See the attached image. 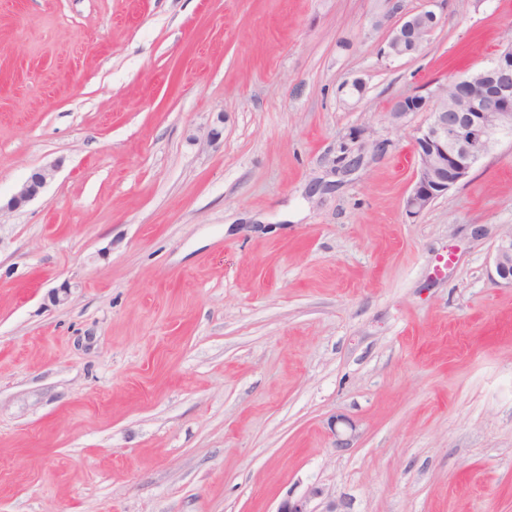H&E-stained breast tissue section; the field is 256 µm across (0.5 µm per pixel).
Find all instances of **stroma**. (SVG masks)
<instances>
[{
  "label": "stroma",
  "mask_w": 512,
  "mask_h": 512,
  "mask_svg": "<svg viewBox=\"0 0 512 512\" xmlns=\"http://www.w3.org/2000/svg\"><path fill=\"white\" fill-rule=\"evenodd\" d=\"M429 6L0 0V512H512V139L411 216L388 114L512 0ZM389 9L371 20L373 27H389L385 53L389 57H405L418 53L439 26L441 17L433 10L403 12L402 0H388ZM395 19L394 22H392ZM54 172L53 166L42 167L33 171L4 207L0 203V212L3 209L18 210L36 198L46 186L48 180L53 177ZM492 280L512 288V227L496 234L492 255Z\"/></svg>",
  "instance_id": "stroma-1"
}]
</instances>
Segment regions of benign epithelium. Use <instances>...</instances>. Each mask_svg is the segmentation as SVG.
Instances as JSON below:
<instances>
[{
	"label": "benign epithelium",
	"instance_id": "benign-epithelium-1",
	"mask_svg": "<svg viewBox=\"0 0 512 512\" xmlns=\"http://www.w3.org/2000/svg\"><path fill=\"white\" fill-rule=\"evenodd\" d=\"M389 9L371 20L373 27H389L385 53L405 57L423 49L441 17L433 10L403 11L402 0H388ZM457 97L448 103V88L438 85L425 94L396 100L390 117L397 123L412 112L429 113V123L413 142L415 183L406 200L407 211L418 214L451 187L463 181L473 166L490 154L505 133L512 130V43L488 67L454 80ZM54 167L31 173L0 211L18 210L36 198L54 175ZM492 280L512 287V227L496 234L492 255ZM344 429L334 430L333 447L350 448L356 440V425L336 418ZM311 495L289 497L276 512H314Z\"/></svg>",
	"mask_w": 512,
	"mask_h": 512
}]
</instances>
